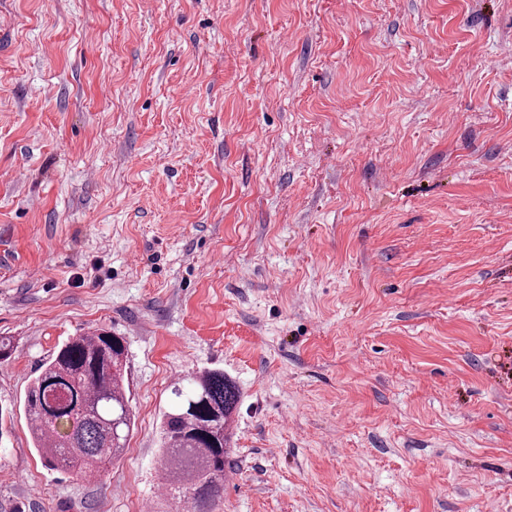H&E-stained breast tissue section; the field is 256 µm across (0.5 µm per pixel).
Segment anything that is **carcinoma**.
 Here are the masks:
<instances>
[{"instance_id": "obj_1", "label": "carcinoma", "mask_w": 512, "mask_h": 512, "mask_svg": "<svg viewBox=\"0 0 512 512\" xmlns=\"http://www.w3.org/2000/svg\"><path fill=\"white\" fill-rule=\"evenodd\" d=\"M126 358L125 337L97 329L64 341L32 379L23 411L49 470L96 478L122 455L133 424ZM170 392L159 454L163 496L183 501L186 512H216L240 392L220 369L192 371Z\"/></svg>"}]
</instances>
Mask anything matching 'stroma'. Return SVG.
I'll return each mask as SVG.
<instances>
[{
	"label": "stroma",
	"instance_id": "stroma-1",
	"mask_svg": "<svg viewBox=\"0 0 512 512\" xmlns=\"http://www.w3.org/2000/svg\"><path fill=\"white\" fill-rule=\"evenodd\" d=\"M125 336L86 481L21 400ZM0 512H179L170 384L241 398L217 512H512V0H0Z\"/></svg>",
	"mask_w": 512,
	"mask_h": 512
}]
</instances>
